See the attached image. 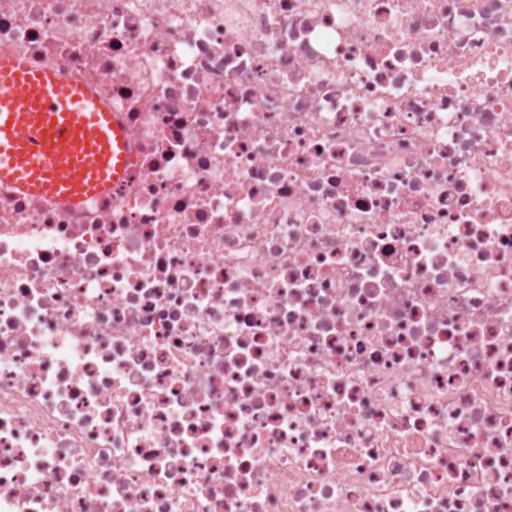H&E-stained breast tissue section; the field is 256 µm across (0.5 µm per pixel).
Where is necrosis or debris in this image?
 I'll return each mask as SVG.
<instances>
[{"label": "necrosis or debris", "instance_id": "1", "mask_svg": "<svg viewBox=\"0 0 512 512\" xmlns=\"http://www.w3.org/2000/svg\"><path fill=\"white\" fill-rule=\"evenodd\" d=\"M121 186H0V512H512V0H0Z\"/></svg>", "mask_w": 512, "mask_h": 512}]
</instances>
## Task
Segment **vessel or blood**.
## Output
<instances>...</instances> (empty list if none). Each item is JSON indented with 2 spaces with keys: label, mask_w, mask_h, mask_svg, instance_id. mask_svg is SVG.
<instances>
[{
  "label": "vessel or blood",
  "mask_w": 512,
  "mask_h": 512,
  "mask_svg": "<svg viewBox=\"0 0 512 512\" xmlns=\"http://www.w3.org/2000/svg\"><path fill=\"white\" fill-rule=\"evenodd\" d=\"M123 137L90 88L0 51V182L81 203L121 181Z\"/></svg>",
  "instance_id": "vessel-or-blood-1"
}]
</instances>
